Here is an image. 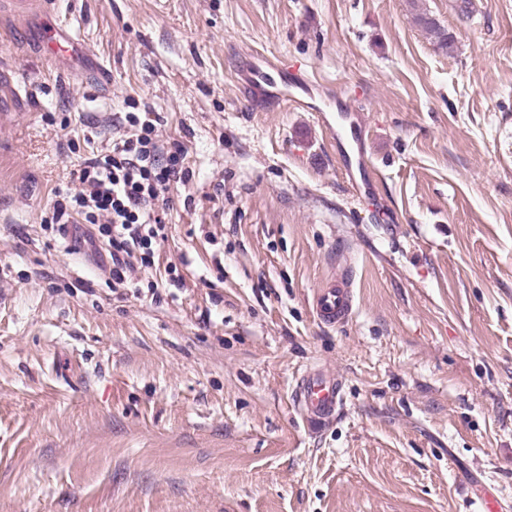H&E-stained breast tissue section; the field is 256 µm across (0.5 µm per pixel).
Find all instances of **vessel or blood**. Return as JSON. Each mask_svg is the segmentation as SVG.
<instances>
[{
	"label": "vessel or blood",
	"instance_id": "obj_1",
	"mask_svg": "<svg viewBox=\"0 0 512 512\" xmlns=\"http://www.w3.org/2000/svg\"><path fill=\"white\" fill-rule=\"evenodd\" d=\"M80 38L76 31L43 25L36 33L35 54L50 62L57 58L81 52ZM244 81L257 98L274 101L281 105L297 104L298 99L288 91L287 81H276L261 67L255 66L244 75ZM353 277L343 270L331 276L316 290L312 306L318 320L333 326L349 319L353 309ZM341 402V386L337 377L321 371L309 373L298 384L294 403L301 412L302 420L311 430L325 426L336 414Z\"/></svg>",
	"mask_w": 512,
	"mask_h": 512
}]
</instances>
